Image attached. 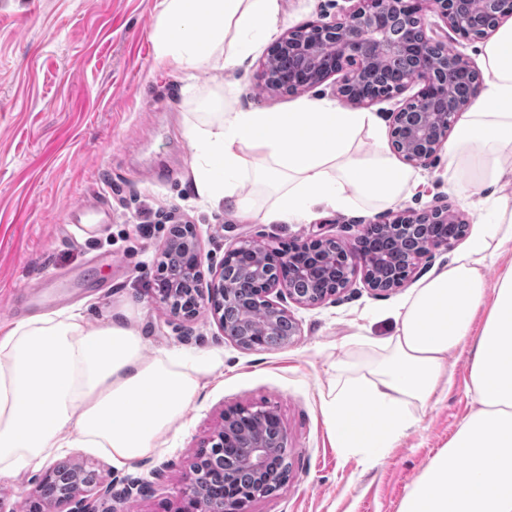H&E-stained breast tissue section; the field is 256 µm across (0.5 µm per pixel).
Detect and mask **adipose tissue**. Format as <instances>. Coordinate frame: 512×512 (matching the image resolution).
Segmentation results:
<instances>
[{"mask_svg":"<svg viewBox=\"0 0 512 512\" xmlns=\"http://www.w3.org/2000/svg\"><path fill=\"white\" fill-rule=\"evenodd\" d=\"M149 40L156 63L188 83L208 66H242L275 30L281 0H161ZM486 76L448 142L450 182L478 197L477 226L448 268L395 313L391 336L358 331L357 358L332 364L321 409L336 447L376 463L415 429L419 408L452 385L450 353L470 355L474 407L447 448L407 490L399 512H512V195L495 193L512 160V23L481 47ZM208 160L195 178L211 203L253 209L270 190L266 222L300 223L322 207L373 214L402 202L418 179L389 149L378 117L308 99L285 110L230 108L191 126ZM205 354H148L127 319L89 326L57 311L14 322L0 336V478L70 448L104 451L113 468L150 458L184 422Z\"/></svg>","mask_w":512,"mask_h":512,"instance_id":"adipose-tissue-1","label":"adipose tissue"}]
</instances>
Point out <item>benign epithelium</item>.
I'll return each mask as SVG.
<instances>
[{
  "instance_id": "7a95c632",
  "label": "benign epithelium",
  "mask_w": 512,
  "mask_h": 512,
  "mask_svg": "<svg viewBox=\"0 0 512 512\" xmlns=\"http://www.w3.org/2000/svg\"><path fill=\"white\" fill-rule=\"evenodd\" d=\"M349 6L330 19L322 17L285 32L261 65L256 88L265 93L304 92L329 80L336 96L369 105L387 96L366 88L389 71L406 65L400 78L404 91L419 90L391 113L392 151L403 161L424 165L448 141L460 112L474 101L482 74L458 50L448 53V33L469 40L478 23L471 0H345ZM437 21L427 23L428 16ZM464 70L474 80L459 90L457 112H436L448 99L455 74ZM468 225L448 211L400 210L377 224H366L350 244L334 237L288 242L245 238L224 254L203 282V251L192 228L175 224L160 255L161 277L156 302L182 321L194 318L207 305L224 336L245 349L276 348L298 335L299 326L282 305L322 303L346 290L357 275L379 292L400 287L417 262L439 248L450 249ZM252 416L272 426L248 439L245 460L235 455L200 452L184 474L186 512H237L238 506L266 498L263 487L276 473L267 469L275 456L288 460V435L275 407L260 404L224 410L211 438L215 448H236L231 425ZM133 482L120 495L99 482L93 471L69 460L49 466L36 486L35 512H125L122 504L133 494L148 492Z\"/></svg>"
}]
</instances>
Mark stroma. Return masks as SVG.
<instances>
[{
    "label": "stroma",
    "instance_id": "obj_1",
    "mask_svg": "<svg viewBox=\"0 0 512 512\" xmlns=\"http://www.w3.org/2000/svg\"><path fill=\"white\" fill-rule=\"evenodd\" d=\"M279 31L337 14L343 0H281ZM160 0H0V329L57 310L89 324L129 316L151 351H204L219 368L205 378L185 425L156 456L113 469L102 454L72 449L120 493L127 480L150 492L129 498L127 512H181L183 476L225 408L268 403L288 431V478L244 512H398L407 489L448 444L473 408L467 354L450 356V390L437 395L418 426L376 464L333 447L319 392L329 364L353 353L352 335H391L393 315L420 284L455 257L439 249L419 261L402 288L386 295L355 280L336 300L289 304L299 334L288 345L245 350L224 336L210 309L188 322L156 305L158 254L173 225H192L210 264L248 237L304 240L319 232L350 243L370 218L361 210L323 211L303 224H266L224 204L202 202L194 174L203 157L187 130L202 113L234 107L274 110L297 96L255 91L267 53L260 45L243 66L203 69L196 90L181 71L155 64L149 33ZM404 207H437L475 222L477 211L448 181V157L419 167ZM95 199L112 221L89 235L66 210ZM155 209L141 226L144 209Z\"/></svg>",
    "mask_w": 512,
    "mask_h": 512
}]
</instances>
